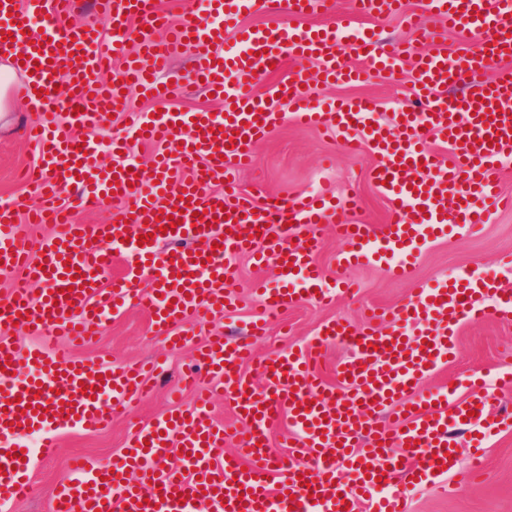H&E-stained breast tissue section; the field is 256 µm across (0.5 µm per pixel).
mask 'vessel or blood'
Returning a JSON list of instances; mask_svg holds the SVG:
<instances>
[{"mask_svg":"<svg viewBox=\"0 0 512 512\" xmlns=\"http://www.w3.org/2000/svg\"><path fill=\"white\" fill-rule=\"evenodd\" d=\"M204 13L169 24L157 0H97L95 23L60 30L59 17L73 0H0V59L12 60L15 90L41 111L26 130L38 156L25 181L39 204L30 222L53 224L39 242L23 235L15 214L0 210V268L15 272L0 299V502L29 492L30 455L21 443L36 435L51 447L60 430H100L117 409L148 397L156 364L115 366L81 360L76 347L96 336L103 320L138 305L153 316L156 334L184 341L177 327L187 318L234 307L242 300L233 275L236 257L275 261L280 285L266 291L267 310L303 301L330 304L337 291L357 293L346 280L328 282L314 259L321 240L315 228L334 214L347 247L337 256L350 267L399 255L391 274L410 278L422 245L448 231L471 232L491 209L512 208L500 192V173L512 160V0H424L423 11L460 36L449 51L443 38L430 49L415 43L384 47L366 33L363 17L399 16L403 0H353L340 12L335 0H266L296 24L240 23L257 0H206ZM332 13V27H304L313 12ZM138 26L139 51L113 66L105 30ZM166 27L157 38V27ZM195 48L188 83H163L169 62ZM364 66H353L355 58ZM297 63L295 73L263 94L253 91L262 68ZM408 68L421 109L381 121L365 98L323 102L309 94L312 81L355 84ZM493 80H484L489 68ZM201 85L224 103L218 112L195 110L132 114L124 135L113 137L111 168L98 161L100 144L85 131L103 127L124 105L135 84L154 98L177 96ZM67 85L71 109L58 114L55 88ZM296 124L336 132L344 149L367 151L380 163L371 171L379 192L397 202L386 224H357L358 194L336 205L327 193L292 204L257 202L237 171L251 165L256 144L274 128ZM221 136H214V129ZM176 139V156L156 158L133 174L124 155L134 143ZM447 143L440 163L430 140ZM177 189H170V181ZM222 190H213V183ZM100 208L115 200L126 208L110 224H75L57 205L60 187ZM180 210L177 227L168 217ZM125 272L103 281L116 258ZM40 293H33V286ZM493 315L512 322V294L483 268L463 280L422 288L406 303L371 307L360 330L326 323L318 338L266 358L258 381L240 371L265 323L245 335L212 336L197 348L208 382L193 406L138 426L126 453L103 465L81 462L55 495L54 512H406V497L422 480L447 474L446 460L461 446L449 422H465L472 460L482 458L481 435L498 427L495 386L471 384L421 395L433 371L457 351L464 323ZM28 329L35 343L20 349L8 329ZM343 343L356 351L336 370L339 387L323 377L321 349ZM231 398L250 425L244 458L223 457L228 431L207 408L214 394ZM290 420L289 447L276 461L266 445L275 416ZM180 465L165 468L171 443ZM346 470L349 482L338 481ZM387 496L374 499L380 488Z\"/></svg>","mask_w":512,"mask_h":512,"instance_id":"obj_1","label":"vessel or blood"}]
</instances>
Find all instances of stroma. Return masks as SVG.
<instances>
[{
    "mask_svg": "<svg viewBox=\"0 0 512 512\" xmlns=\"http://www.w3.org/2000/svg\"><path fill=\"white\" fill-rule=\"evenodd\" d=\"M311 95L323 101L369 98L377 103L380 113L388 115L411 103L413 88L408 71L403 70L391 78L370 83L315 85ZM127 101V112L206 109L214 104L205 91L195 87L177 99L161 103L144 98L140 89L132 87L127 91ZM38 119V108L25 100H13L11 111L0 114V206L13 207L20 214L36 197L20 181L18 173L37 161L34 149L21 137V128ZM375 163L374 157L346 152L336 135L289 124L273 130L256 146L253 166L241 171L238 180L262 203L294 201L324 187L331 188L335 199L340 200L355 187L363 199L360 220L384 224L393 218L394 209L369 179L368 170ZM317 232L321 247L316 262L329 278L356 282L358 292L352 297H340L330 308L312 302L289 308L258 341L255 359L242 365L247 378H256L257 360L314 338L327 322L341 320L361 328L366 307L404 303L417 289L463 276L475 265L496 273L501 288L512 292V267L501 264L504 256L512 254V209L494 212L489 222L473 233H451L430 240L421 249L413 277L408 281L393 279L382 262L339 267L336 255L343 243L331 223L320 224ZM263 316V302L257 297L241 308L211 315L202 323L186 320L180 331L202 340L215 333L245 330L249 323ZM456 342L457 358L427 379L425 392L475 378L493 382L512 371L507 362L512 356V323L490 318L464 324L457 331ZM77 354L111 363L160 359L162 369L154 379V395L132 409L117 410L108 430L59 434L53 447L41 449L33 457L30 495L0 505V512H50L52 495L67 477L74 460L107 463L123 451L132 423L153 421L173 407H186L193 402L192 393L179 386L182 374L195 367L190 349L172 347L164 337L154 334L151 315L145 310L130 307L108 318L101 335L79 348ZM484 451L483 474L476 482L445 494L436 489L434 481L424 482L410 490L406 512H512V427L488 436Z\"/></svg>",
    "mask_w": 512,
    "mask_h": 512,
    "instance_id": "1",
    "label": "stroma"
}]
</instances>
